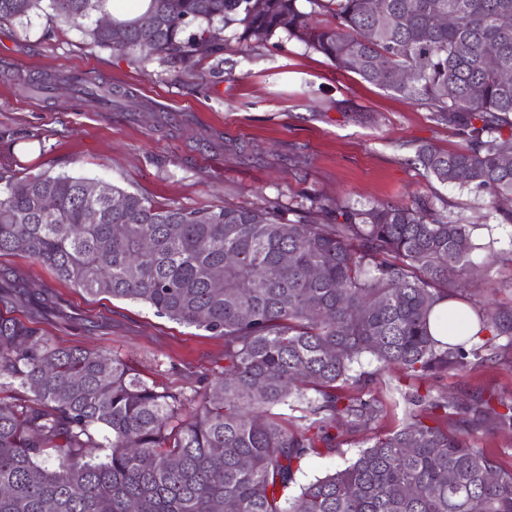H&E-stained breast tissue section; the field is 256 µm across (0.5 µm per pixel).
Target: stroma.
I'll return each mask as SVG.
<instances>
[{
	"label": "stroma",
	"instance_id": "1",
	"mask_svg": "<svg viewBox=\"0 0 512 512\" xmlns=\"http://www.w3.org/2000/svg\"><path fill=\"white\" fill-rule=\"evenodd\" d=\"M87 27L57 15L48 0L24 17L0 21V178L86 177L188 210L267 202L285 208L313 194L361 205L423 199L473 225L478 242L491 246L473 257L480 273L463 306H512V224L493 218L486 193L439 184L413 163L421 145L452 151L465 144L427 109L282 35L246 44L219 23L220 51L180 63L95 46ZM69 73L112 87L111 108L79 101L64 80ZM44 76L53 84L34 89ZM228 142L243 153L225 152ZM294 154L304 167L289 165ZM10 268L25 272L29 290L54 289L67 314L34 319L19 305L0 312L32 322L58 345L118 354L162 390L190 393L200 376L224 370L223 337L141 302L89 297L29 257H0V270ZM483 355L466 370L418 381L363 356L359 368L376 375L383 420L376 430L345 436L340 450L305 457L289 495L347 465L373 434L397 429L411 385L512 401V339H497Z\"/></svg>",
	"mask_w": 512,
	"mask_h": 512
}]
</instances>
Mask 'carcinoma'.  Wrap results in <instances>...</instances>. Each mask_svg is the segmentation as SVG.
<instances>
[{
  "instance_id": "carcinoma-1",
  "label": "carcinoma",
  "mask_w": 512,
  "mask_h": 512,
  "mask_svg": "<svg viewBox=\"0 0 512 512\" xmlns=\"http://www.w3.org/2000/svg\"><path fill=\"white\" fill-rule=\"evenodd\" d=\"M307 2L308 12L298 0H261L258 8L255 0H150L155 27L114 18L123 38L97 24L87 36L131 55L147 42L151 53L184 62L219 50L200 41L216 21L241 27V42L296 39L462 131L461 149L422 146L413 164L442 185L489 194L499 223L512 224V156L501 152L502 131H512V82L501 79L512 71V0H380L377 12L367 0ZM40 3L0 0V20ZM50 6L89 19L103 0ZM318 14L334 24L317 23ZM442 14L456 22L440 24ZM191 25L196 31L183 37ZM403 70L414 72L411 83L398 81ZM80 91L95 105L112 98L95 81ZM94 184L46 173L7 182L0 256L26 255L90 297L142 302L224 337V376L190 394L159 391L116 355L56 345L0 314V512H46L49 504L52 512H512V472L462 435L489 419L512 429V402L468 405L418 388L405 393L411 413L401 427L288 496L304 457L340 448L338 423L351 433L379 423L376 378L354 373L362 355L441 377L512 336V308L501 307L466 312L460 326L478 330L457 344L430 333L434 308L456 297L457 277L480 248L473 225L418 201L358 207L313 195L286 211L187 210L113 184L89 197ZM91 207L96 224L85 222ZM216 270L221 291L212 287ZM0 304L63 306L51 291H29L14 269L0 273ZM298 404V416L277 411ZM258 407L265 416L252 414ZM450 414L461 416V431H448ZM87 448L107 449L105 459L86 458Z\"/></svg>"
}]
</instances>
